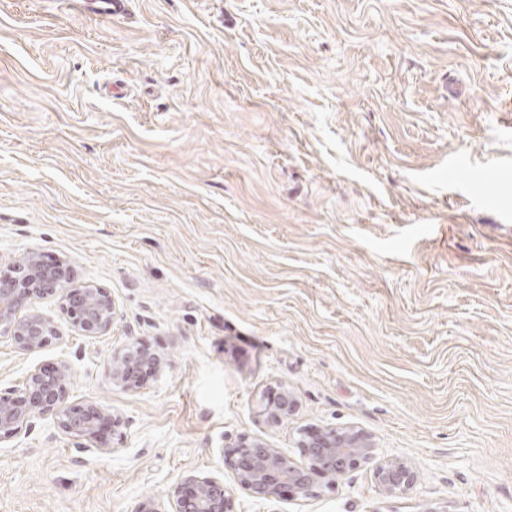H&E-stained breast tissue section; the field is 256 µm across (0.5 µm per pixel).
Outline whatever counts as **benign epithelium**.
I'll list each match as a JSON object with an SVG mask.
<instances>
[{"label":"benign epithelium","instance_id":"1","mask_svg":"<svg viewBox=\"0 0 512 512\" xmlns=\"http://www.w3.org/2000/svg\"><path fill=\"white\" fill-rule=\"evenodd\" d=\"M69 277L68 265H46L36 253L16 259L8 273L0 276V337L9 338L22 352L40 350L56 331L45 314L26 308L47 297L58 298L71 313L75 335L93 339L110 329L118 316L111 295L91 284L67 288ZM160 365L159 356L131 344L112 355L109 369L113 382L132 388L138 385L142 372L154 371ZM69 376V363L63 359L52 370L32 368L21 387L0 393V443L20 435L35 418L73 439L92 437L106 414L93 402L72 399ZM295 406L293 394L284 389L266 410L271 418L280 420L291 415ZM299 447L308 460L301 469L295 468L280 449L248 436L238 438L223 453V459L236 484L256 499L274 497L283 487L306 497L314 494L318 478L336 482L363 464L372 467L376 484L387 495L403 493L415 484L416 474L407 462L378 459L371 436L355 426L305 433ZM231 497L224 479L189 474L169 505L144 497L132 512H233Z\"/></svg>","mask_w":512,"mask_h":512}]
</instances>
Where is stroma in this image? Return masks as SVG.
Segmentation results:
<instances>
[{
  "instance_id": "35a3bbf8",
  "label": "stroma",
  "mask_w": 512,
  "mask_h": 512,
  "mask_svg": "<svg viewBox=\"0 0 512 512\" xmlns=\"http://www.w3.org/2000/svg\"><path fill=\"white\" fill-rule=\"evenodd\" d=\"M28 252L118 316L87 339L42 300L60 335L1 338L0 390L64 359L110 420L0 444V512H132L191 472L236 512H512V0H0V274ZM132 342L162 359L137 389ZM349 425L411 490L364 465L256 500L221 456ZM131 0H90L91 12L97 17L114 20L128 14ZM162 361L159 356L134 346L133 343L127 348L115 352L109 366L112 381L123 387H137L143 371L157 370ZM295 406L296 399L294 398L293 394L290 391L283 389L268 404L266 410H268L271 418L280 420L291 415L295 409Z\"/></svg>"
}]
</instances>
